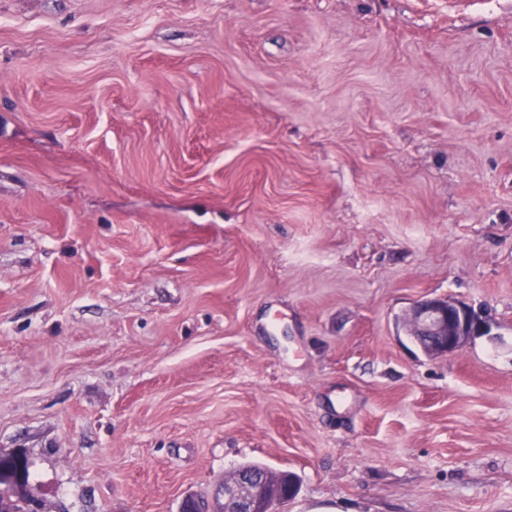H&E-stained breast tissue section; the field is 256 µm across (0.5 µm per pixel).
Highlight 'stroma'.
<instances>
[{
    "label": "stroma",
    "mask_w": 512,
    "mask_h": 512,
    "mask_svg": "<svg viewBox=\"0 0 512 512\" xmlns=\"http://www.w3.org/2000/svg\"><path fill=\"white\" fill-rule=\"evenodd\" d=\"M493 320L426 357L424 297ZM38 512H512V0H0V455ZM270 478L269 474H262L258 480L256 476L239 470L231 477H224V481L212 491L217 493L223 504V510L219 512H278L279 507L290 500L298 488L288 485V490H283L282 486H275L263 497L262 491L270 485Z\"/></svg>",
    "instance_id": "35a3bbf8"
}]
</instances>
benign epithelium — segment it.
<instances>
[{"mask_svg": "<svg viewBox=\"0 0 512 512\" xmlns=\"http://www.w3.org/2000/svg\"><path fill=\"white\" fill-rule=\"evenodd\" d=\"M405 324L410 335L424 354L441 357L461 351L478 336H488L492 321L483 313L449 297H426L410 309ZM29 469L22 455L9 458L0 464V499L7 501L21 489V480ZM270 485V475L257 478L236 471L213 488L223 504L222 512H279V507L290 500L297 487L274 488L263 492Z\"/></svg>", "mask_w": 512, "mask_h": 512, "instance_id": "7a95c632", "label": "benign epithelium"}]
</instances>
